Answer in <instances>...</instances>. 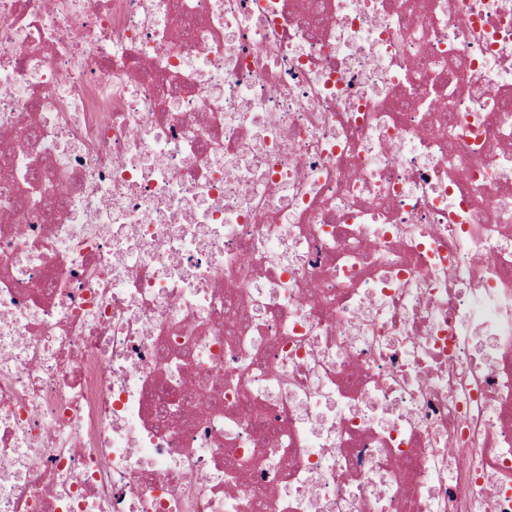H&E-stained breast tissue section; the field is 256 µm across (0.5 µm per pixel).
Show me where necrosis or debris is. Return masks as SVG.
Here are the masks:
<instances>
[{
    "instance_id": "1",
    "label": "necrosis or debris",
    "mask_w": 512,
    "mask_h": 512,
    "mask_svg": "<svg viewBox=\"0 0 512 512\" xmlns=\"http://www.w3.org/2000/svg\"><path fill=\"white\" fill-rule=\"evenodd\" d=\"M0 512H512V0H0Z\"/></svg>"
}]
</instances>
